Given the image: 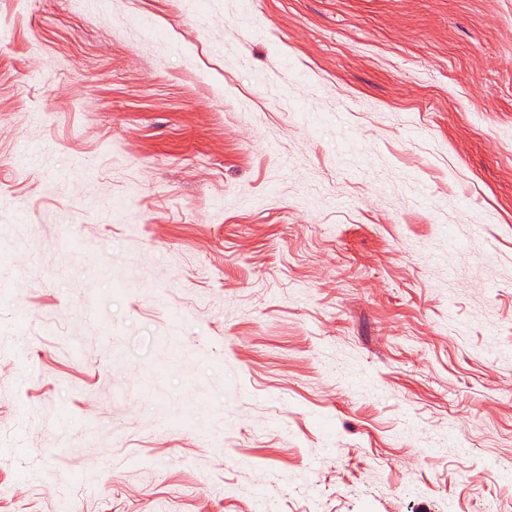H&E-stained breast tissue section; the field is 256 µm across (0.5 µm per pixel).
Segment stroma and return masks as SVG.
<instances>
[{
	"instance_id": "stroma-1",
	"label": "stroma",
	"mask_w": 512,
	"mask_h": 512,
	"mask_svg": "<svg viewBox=\"0 0 512 512\" xmlns=\"http://www.w3.org/2000/svg\"><path fill=\"white\" fill-rule=\"evenodd\" d=\"M0 15V512H512V0Z\"/></svg>"
}]
</instances>
